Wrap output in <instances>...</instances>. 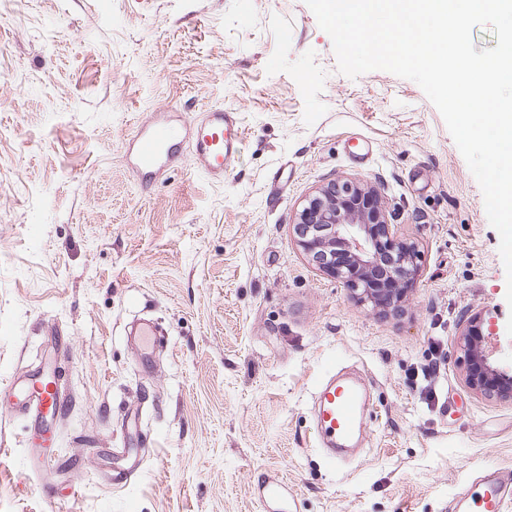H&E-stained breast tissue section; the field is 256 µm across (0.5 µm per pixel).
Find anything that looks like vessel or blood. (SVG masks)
<instances>
[{"mask_svg": "<svg viewBox=\"0 0 512 512\" xmlns=\"http://www.w3.org/2000/svg\"><path fill=\"white\" fill-rule=\"evenodd\" d=\"M239 123L234 113L205 112L190 121L188 136L193 142L192 162L202 175L221 181L240 142ZM137 166L145 172L159 170L173 159L176 147L169 126L156 124L139 131L132 139ZM11 405L15 410L34 413L39 423L54 418L61 406L58 387L47 376L33 374L13 383ZM366 408L355 380L341 378L327 384L319 395L317 427L330 446L339 450L355 447ZM512 507V471H494L477 479L465 496L467 512H507Z\"/></svg>", "mask_w": 512, "mask_h": 512, "instance_id": "obj_1", "label": "vessel or blood"}]
</instances>
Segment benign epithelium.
<instances>
[{"instance_id": "obj_1", "label": "benign epithelium", "mask_w": 512, "mask_h": 512, "mask_svg": "<svg viewBox=\"0 0 512 512\" xmlns=\"http://www.w3.org/2000/svg\"><path fill=\"white\" fill-rule=\"evenodd\" d=\"M366 195L373 192L348 181L317 190L297 214L296 244L319 271L341 282L359 301L400 307L406 295L394 284L416 275L415 248L389 230L387 243L377 242L371 225L385 223L384 209L364 202ZM458 347L467 385L482 395L512 401V375L483 354L474 325L462 330Z\"/></svg>"}]
</instances>
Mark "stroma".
I'll return each mask as SVG.
<instances>
[{"label":"stroma","mask_w":512,"mask_h":512,"mask_svg":"<svg viewBox=\"0 0 512 512\" xmlns=\"http://www.w3.org/2000/svg\"><path fill=\"white\" fill-rule=\"evenodd\" d=\"M214 108L242 132L223 182L187 141L152 177L131 164L141 125ZM345 179L418 246L399 311L295 242L305 198ZM499 244L421 87L340 73L305 0H0V512H276L267 481L288 512H448L480 469L512 470V401L469 389L455 346L484 316L512 370ZM141 319L161 330L146 372ZM343 368L371 416L337 466L313 398ZM38 369L63 401L44 442L6 396Z\"/></svg>","instance_id":"35a3bbf8"}]
</instances>
